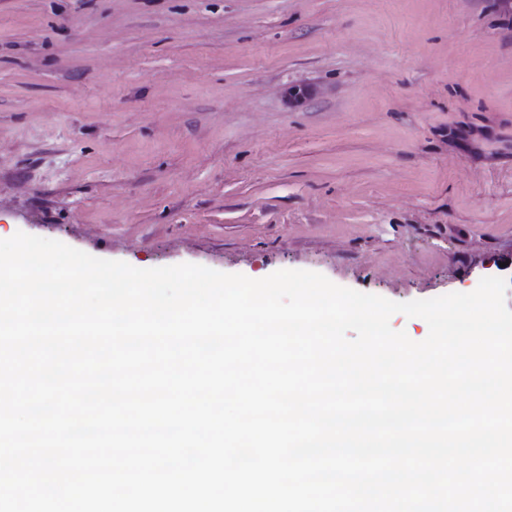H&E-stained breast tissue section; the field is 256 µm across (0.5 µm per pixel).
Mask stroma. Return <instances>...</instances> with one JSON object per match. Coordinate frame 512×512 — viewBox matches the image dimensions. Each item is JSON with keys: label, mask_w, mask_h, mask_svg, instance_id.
<instances>
[{"label": "stroma", "mask_w": 512, "mask_h": 512, "mask_svg": "<svg viewBox=\"0 0 512 512\" xmlns=\"http://www.w3.org/2000/svg\"><path fill=\"white\" fill-rule=\"evenodd\" d=\"M19 231L395 302L512 283V13L0 0V239Z\"/></svg>", "instance_id": "stroma-1"}]
</instances>
